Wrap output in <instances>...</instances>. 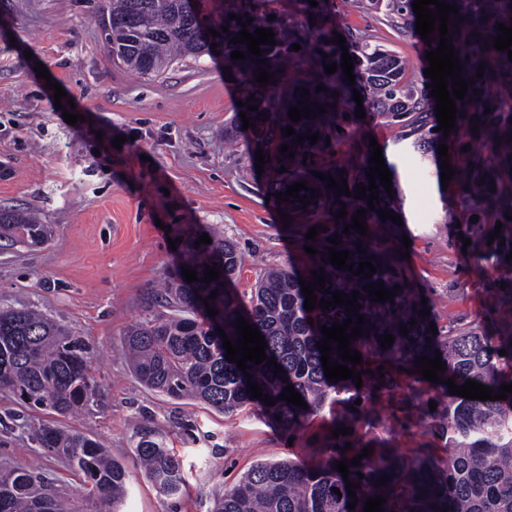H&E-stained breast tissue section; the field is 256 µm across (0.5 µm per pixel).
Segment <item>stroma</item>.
I'll list each match as a JSON object with an SVG mask.
<instances>
[{"mask_svg": "<svg viewBox=\"0 0 512 512\" xmlns=\"http://www.w3.org/2000/svg\"><path fill=\"white\" fill-rule=\"evenodd\" d=\"M322 4V25L386 47L413 71L426 68L422 46L386 15L355 0ZM99 5L0 0V156L18 170L12 183L0 185V208L35 210L54 228L46 245L0 246V301L39 310L88 345L99 401L80 418L57 423L80 429L125 464L131 478L122 512H207L212 496L253 463L289 457L316 465L352 413L354 438L363 445L445 459L448 439L436 424L447 399L436 389L411 403L403 392L377 394L365 386L358 406L351 392L338 393L290 436L253 408L225 416L152 391L133 375L121 352L123 335L163 309L161 292L180 259L170 240L222 226L244 259L232 286L245 300L265 267H299L307 255L250 163L246 132L235 148L224 145L240 85L227 81L223 60L205 55L151 80L136 77L113 63ZM40 63L82 121L65 122L34 70ZM119 135L126 141L116 149ZM373 139L395 166L404 195V224L380 229V241L403 254L400 272L426 298L437 328L475 323L489 338L504 335L512 321L499 299L502 288L512 289V261L488 239L496 232L511 241L512 224L498 225L492 214L471 223L457 183L442 184L383 119L347 125L336 162L359 157ZM467 241L482 247L481 259L463 253ZM43 420L0 394V465L61 475L65 493L80 497L81 479L32 439ZM146 435L182 458L180 497L158 495L137 467L135 446Z\"/></svg>", "mask_w": 512, "mask_h": 512, "instance_id": "35a3bbf8", "label": "stroma"}]
</instances>
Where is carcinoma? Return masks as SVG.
<instances>
[{"instance_id":"cac0c4a2","label":"carcinoma","mask_w":512,"mask_h":512,"mask_svg":"<svg viewBox=\"0 0 512 512\" xmlns=\"http://www.w3.org/2000/svg\"><path fill=\"white\" fill-rule=\"evenodd\" d=\"M210 0H197L191 8L187 0H101L98 17L105 43L112 60L133 74L149 79L165 72L178 61L197 59L217 44L224 52V65L239 75L243 102L252 101L258 110L237 107L235 116L247 111L254 127L249 129L248 153L263 149V165L268 191L273 195L286 192L296 182H307L309 190H300L303 206L292 198L286 204L290 225L297 231L301 246H311L319 253L310 257L307 266H284L266 271L251 289L249 303H244L235 289L226 287L243 258L236 246L208 231L211 244L199 246V237L185 239L184 258L171 273L165 288V298L171 313L137 321L125 332L124 352L138 380L148 388L174 400L202 403L224 415L252 406L277 421L289 434L300 430L311 415L324 405L330 392L356 388L353 379L330 383L324 372L317 343L323 340L321 327H332L348 319L346 307L304 308L299 280H311V271L325 268L326 283L316 292L317 299H332L339 291L350 295L361 292L356 305L358 314L366 317L362 333L351 341L350 349L361 353L363 364L355 367L362 382L379 390L399 388L395 367L415 370V358L426 355L435 359L441 353L446 371L438 373L444 380L454 379L462 385L468 380L493 387L500 392L502 384L512 383V372L504 374L499 351L512 358V332L494 345L482 336L479 326L465 330H450L445 335L429 331L430 319L421 318L424 309L415 298L398 267V258L381 246L378 229L391 226V220H381L377 210L388 208L402 213L403 196L397 181H392L393 195L379 186L380 200L375 210L368 209V199L359 200L346 194L335 203V190L315 176L318 171L330 173L341 181L345 178L350 192L356 185H369L371 149L365 148L356 160L336 163L331 160L337 128L351 120L352 87L342 68L328 75L324 65L341 63V47L332 43L334 31L325 27L315 31L294 20L289 22L276 13V0H219L222 9L209 10ZM414 0H365V6L397 19L411 36L416 37L417 17ZM459 9L463 20L458 26L448 25L453 39L449 40L463 65V78H474L468 96L456 100V124L462 135L448 137L434 131L439 126L435 115L437 100L426 88L424 74L409 73L406 62L399 56L366 38H352L345 43L352 56L353 75L361 93L364 108L373 117L381 118L402 129L401 139L410 141L409 148L419 159L434 164L442 173L438 148L449 146L448 152L459 153L467 144L468 165L458 176L462 197L473 214L483 216L493 212L504 224L512 221V61L508 52L489 46L497 37L496 25L512 26V0H445ZM235 14L253 34L258 28L275 33V45L261 46V56L248 51L247 44L230 43L242 26L229 19ZM276 18L269 19L270 15ZM487 21H482V18ZM220 35L207 41L200 37L203 24ZM229 27V32L222 31ZM298 44L295 51L291 45ZM240 51L245 59L233 60L231 53ZM265 59L266 64L258 63ZM486 63L484 76L476 77L480 63ZM263 67L274 74L269 86L255 81L254 71ZM289 67L305 70L308 77L292 85L283 84V73ZM326 90L318 93V86ZM280 88L270 93L267 88ZM310 95H304L300 88ZM339 97H333L334 92ZM310 99L327 109L318 118L295 123L288 116L289 108L304 107ZM337 107H332V104ZM492 110L487 112L485 107ZM478 117L479 123L470 122ZM479 127V132L472 128ZM291 127L295 134L285 137L282 129ZM319 134L317 143L297 145L293 140L305 132ZM502 144H497V140ZM290 145L295 156L281 155L280 146ZM308 160H303V156ZM285 172H280L281 167ZM346 171L339 177L340 171ZM347 206V215L336 212ZM360 209L367 210L364 221L368 236L355 230L343 233L345 225ZM326 226L316 240L306 239L309 229ZM53 228L39 224L21 210L0 211V240L39 246L49 241ZM340 235L337 250H348L353 271L335 268L322 260L333 244L328 239ZM365 253H360L358 244ZM372 261L376 273L368 280L355 276L357 263ZM217 265L221 275L210 283H202L207 266ZM194 269L198 280L189 284L182 267ZM383 281L388 290L400 287L394 302L373 303L366 284ZM217 297L210 298L211 292ZM209 299L217 311L211 318L202 303ZM258 327L265 337L267 360L252 365L243 374L237 364L225 359L222 337L214 332L213 324L221 322L228 339L238 338L232 324L238 318ZM314 319L308 324V319ZM416 324H411V321ZM409 333H400V326ZM394 337L391 347L383 349L377 336ZM275 359L286 374L274 376ZM256 383L263 393L276 401L270 406L253 398L248 383ZM300 393L308 408L294 406L277 397L288 385ZM0 391L10 393L20 404L33 412L60 417L79 415L98 402L99 387L90 374L88 352L80 339L62 329L48 316L28 307H14L0 301ZM439 428L448 435L451 448L443 461L424 457L408 460L389 453L375 462L367 456L360 465L349 466V481L359 484L356 497L346 490V481L336 469V462L352 459L362 453L356 441L343 436L332 443L331 451L316 468L305 469L295 461L283 458L253 464L237 481L213 500L209 512H364L367 499L385 497L384 512H512V395L504 400H471L448 395V406L439 418ZM40 447L60 460L63 467L84 476L81 503L58 491L57 480L39 471L24 468H0V512H119L127 492L129 471L97 440L85 433L42 424L35 433ZM351 449H345L346 442ZM135 456L157 493L165 497L179 494L185 482L182 459L161 440L142 437L136 444ZM364 474L360 478L357 473ZM389 482L378 485L380 477ZM340 494H335L334 489ZM355 504V510L347 505Z\"/></svg>"}]
</instances>
